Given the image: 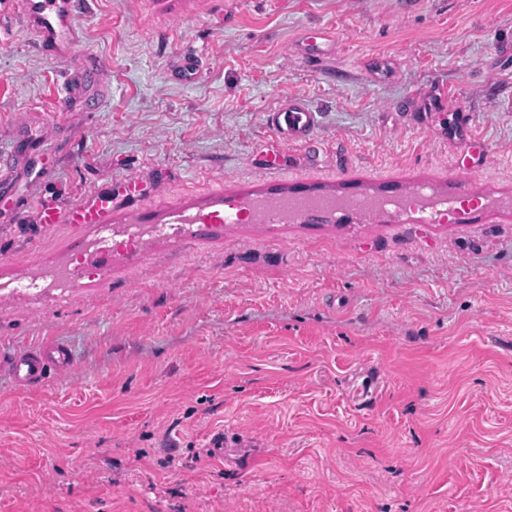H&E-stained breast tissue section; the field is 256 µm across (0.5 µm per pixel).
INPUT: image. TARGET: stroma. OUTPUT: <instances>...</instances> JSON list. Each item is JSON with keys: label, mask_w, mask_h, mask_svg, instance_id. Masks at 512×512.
<instances>
[{"label": "stroma", "mask_w": 512, "mask_h": 512, "mask_svg": "<svg viewBox=\"0 0 512 512\" xmlns=\"http://www.w3.org/2000/svg\"><path fill=\"white\" fill-rule=\"evenodd\" d=\"M77 21L59 61L0 18V342L74 358L42 387L0 377V512H512V0H85ZM310 28L336 38L318 71ZM186 53L191 86L167 74ZM87 57L97 91L53 113ZM289 97L320 151L271 178L263 115ZM135 179L112 228L140 219L137 247L39 223ZM420 184L447 210L151 232L218 192ZM85 256L73 287L24 289Z\"/></svg>", "instance_id": "1"}]
</instances>
